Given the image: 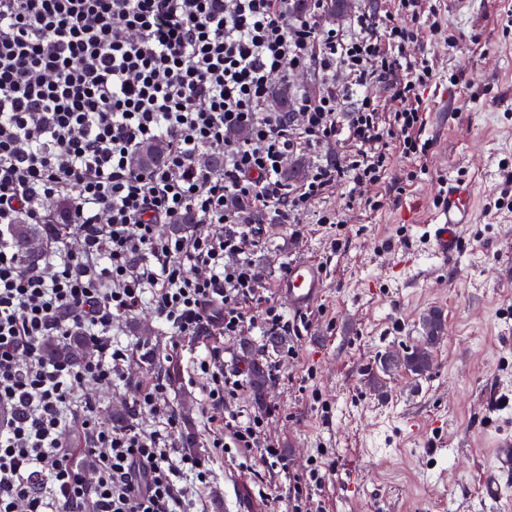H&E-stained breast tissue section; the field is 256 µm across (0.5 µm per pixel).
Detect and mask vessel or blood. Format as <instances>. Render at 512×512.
Segmentation results:
<instances>
[{
  "label": "vessel or blood",
  "instance_id": "b4317fda",
  "mask_svg": "<svg viewBox=\"0 0 512 512\" xmlns=\"http://www.w3.org/2000/svg\"><path fill=\"white\" fill-rule=\"evenodd\" d=\"M474 191L467 181H449L440 192L436 209L427 226L426 239L433 258L439 264L455 261L460 251L463 225L473 217ZM325 271L313 259H300L291 263L278 283V292L288 300L290 309L302 312L312 307L323 294Z\"/></svg>",
  "mask_w": 512,
  "mask_h": 512
}]
</instances>
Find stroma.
I'll use <instances>...</instances> for the list:
<instances>
[{
    "label": "stroma",
    "mask_w": 512,
    "mask_h": 512,
    "mask_svg": "<svg viewBox=\"0 0 512 512\" xmlns=\"http://www.w3.org/2000/svg\"><path fill=\"white\" fill-rule=\"evenodd\" d=\"M432 4L457 44L427 36L410 50L441 72L418 91L429 145L423 172L406 181L409 162L395 157L384 183L368 189L381 202L373 210L352 207L349 184L336 183L317 205L336 214L334 224L311 214L297 224L245 217L260 230L253 260L265 288L302 258L327 275L306 326L267 356L279 374L262 436L282 448L287 469L207 447L208 381L194 360L215 337L177 338L147 308L118 324L119 341L138 351L128 379L88 394L102 414L132 410L135 386L154 373L142 353L173 358L181 380L168 389L169 404L188 413L195 453L213 471L201 512H285L279 494L289 474L305 473L318 456L327 472L311 512H512V499L493 498L478 482L495 467V441L512 436V210L491 205L512 191V0ZM458 178L475 185L474 220L457 260L439 266L423 225L440 186ZM434 310L444 334L429 371L382 373L380 356L415 346Z\"/></svg>",
    "instance_id": "35a3bbf8"
}]
</instances>
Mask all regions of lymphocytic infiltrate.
<instances>
[{"instance_id":"1","label":"lymphocytic infiltrate","mask_w":512,"mask_h":512,"mask_svg":"<svg viewBox=\"0 0 512 512\" xmlns=\"http://www.w3.org/2000/svg\"><path fill=\"white\" fill-rule=\"evenodd\" d=\"M293 2L0 0V512H195L212 470L175 455L162 378L134 394L159 430L107 425L87 395L127 379L135 349L113 340L118 320L146 306L189 339L288 330L261 289L259 238L243 214L300 223L342 180L374 208L367 188L386 177L392 144L426 156L416 90L437 72L408 54L424 0H399L404 22L379 33L372 15L340 33L320 25L323 0L303 12ZM301 70L318 75L317 92L277 110L274 83ZM379 85L391 91L384 112L369 93ZM241 127L247 138L231 139ZM159 138L166 155L135 169L134 153ZM332 142L351 148L284 185L290 158ZM60 197L63 228L48 208ZM20 222L49 232L37 262L10 241ZM76 334L90 346L80 364L45 359L47 337ZM218 357L211 347L197 363L209 380L208 447L286 465L258 442L263 415L228 411L242 385ZM76 421L80 449L67 439Z\"/></svg>"}]
</instances>
